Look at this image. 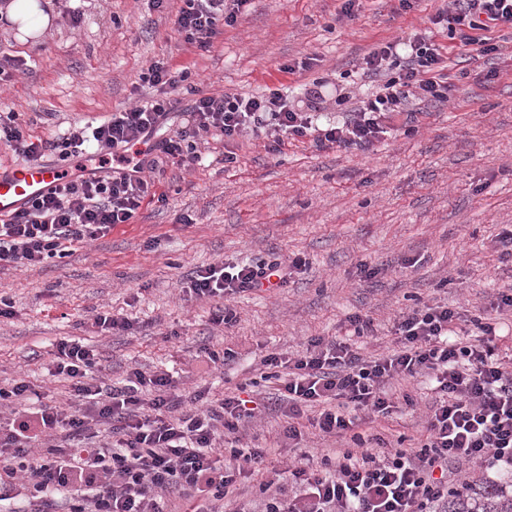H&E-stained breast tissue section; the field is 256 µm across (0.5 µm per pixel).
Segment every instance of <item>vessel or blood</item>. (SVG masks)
<instances>
[{"instance_id": "vessel-or-blood-1", "label": "vessel or blood", "mask_w": 512, "mask_h": 512, "mask_svg": "<svg viewBox=\"0 0 512 512\" xmlns=\"http://www.w3.org/2000/svg\"><path fill=\"white\" fill-rule=\"evenodd\" d=\"M57 167L42 162H25L0 172V216L44 193L54 185Z\"/></svg>"}]
</instances>
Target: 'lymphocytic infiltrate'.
Returning a JSON list of instances; mask_svg holds the SVG:
<instances>
[{"label":"lymphocytic infiltrate","mask_w":512,"mask_h":512,"mask_svg":"<svg viewBox=\"0 0 512 512\" xmlns=\"http://www.w3.org/2000/svg\"><path fill=\"white\" fill-rule=\"evenodd\" d=\"M174 27L182 41L209 51L233 25L249 0H181ZM434 25H457L459 53L480 64L498 52L490 33L512 29V0H450ZM447 47L416 35L406 42L377 44L363 58L368 73L382 76L375 94L350 108L342 121L315 125L312 110L288 104L282 89L261 96L207 94L189 86V69L165 59L140 76L154 88L151 100L119 110L97 125L49 137L35 136L15 112L0 113V143L29 161L48 154L68 160L87 153L112 156L111 175L61 173L51 192L28 201L0 220V267L38 266L62 257L66 248L132 223L143 204L166 202L157 172L168 163L192 167L202 160L199 142L222 143L224 163L237 160L234 144L246 134H265L266 150L281 153L287 139L312 136L317 149L366 150L396 127L412 131L422 103L448 102ZM193 101L188 122L164 138L178 90ZM150 143L147 157L130 156ZM302 267L301 259L276 258L244 266L211 264L195 270L186 288L198 300L224 298L262 288H281ZM456 310L426 305L400 316L396 346L365 357L353 344L311 338L296 356L263 357L264 378L276 384L283 436L300 443L306 428L350 438L353 450L338 460L292 459L261 480L259 496L235 512H441L449 485L461 474L449 463L478 464L512 472V374L495 357L491 325L476 339L453 330ZM98 351L76 340L54 350V373L70 384L65 407L31 405L32 386L23 380L0 388V491L19 482L29 490V512H166L178 497L184 512H223L230 488L258 477L263 449L243 442L239 431L257 418L247 399L228 393L205 401L184 399L172 375L132 368L120 387L102 385L94 370ZM430 376L438 400L430 406L428 436L418 448L389 447L378 435L359 431L366 415L391 414L393 379ZM111 427L100 438V425Z\"/></svg>","instance_id":"lymphocytic-infiltrate-1"}]
</instances>
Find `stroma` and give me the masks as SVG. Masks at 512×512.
<instances>
[{"mask_svg":"<svg viewBox=\"0 0 512 512\" xmlns=\"http://www.w3.org/2000/svg\"><path fill=\"white\" fill-rule=\"evenodd\" d=\"M53 24L38 44L25 45L0 22V52L28 67L0 87V111L19 113L31 134L83 127L152 96L139 76L151 61L190 67L204 93L264 94L285 87L288 103L303 109L306 91L322 79L320 121L340 120L338 96L363 97L377 83L359 62L379 42L430 30L448 0H361L354 17L342 0H251L210 52L199 53L175 33L179 0L163 11L147 0H54ZM79 8L72 26L67 8ZM312 57L311 70L281 73V64ZM501 69L500 78L486 77ZM448 59L453 85L445 104L426 106L417 132H394L365 151L316 149L311 138L287 140L272 155L263 137L235 146L237 163L187 171L166 166L159 188L166 203L143 206L133 223L105 237L73 245L70 255L33 268L0 269V387L30 382L42 403L65 402L70 386L54 376L51 351L62 340L94 346L95 376L120 385L129 368L168 370L181 393L210 398L246 388L268 398L275 384L261 377L272 352L296 355L314 336L349 340L365 355L387 351L402 313L423 305L457 309L456 330L477 335L475 319L498 336V359L512 372V317L497 314L499 293L512 291V259L498 236L512 228V59L493 58L462 74ZM299 258L287 287L224 298L236 316L211 322L212 302L198 301L180 284L198 267ZM374 276L364 277L363 267ZM128 317L132 330L111 334L93 324L102 310ZM372 321L356 336L349 316ZM232 348L224 368H206L200 347ZM396 394L414 407L379 416L366 429L392 447L413 448L427 432L424 415L437 393L430 377L397 379ZM283 420L267 410L246 431L264 448L265 470L307 454L337 458L344 438L315 434L289 448Z\"/></svg>","mask_w":512,"mask_h":512,"instance_id":"1","label":"stroma"}]
</instances>
